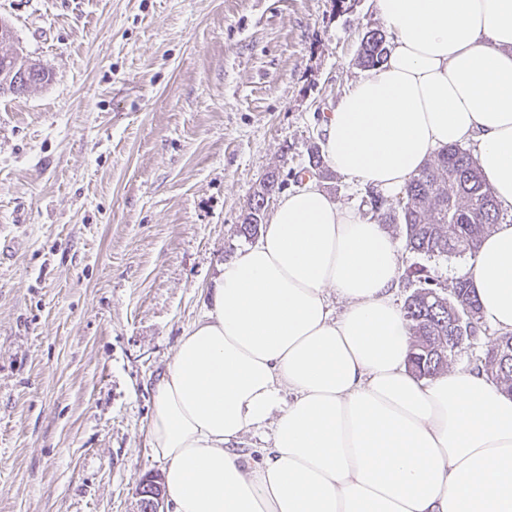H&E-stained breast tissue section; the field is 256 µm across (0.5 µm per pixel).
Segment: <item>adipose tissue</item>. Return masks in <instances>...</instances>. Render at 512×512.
Masks as SVG:
<instances>
[{
  "mask_svg": "<svg viewBox=\"0 0 512 512\" xmlns=\"http://www.w3.org/2000/svg\"><path fill=\"white\" fill-rule=\"evenodd\" d=\"M376 5L387 58L327 116L322 156L399 195L467 145L503 219L458 273L512 332V0ZM398 273L382 224L316 179L278 201L155 385L167 512H512V396L475 366L411 373ZM264 427L255 463L234 444Z\"/></svg>",
  "mask_w": 512,
  "mask_h": 512,
  "instance_id": "adipose-tissue-1",
  "label": "adipose tissue"
}]
</instances>
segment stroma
Returning a JSON list of instances; mask_svg holds the SVG:
<instances>
[{
  "instance_id": "stroma-1",
  "label": "stroma",
  "mask_w": 512,
  "mask_h": 512,
  "mask_svg": "<svg viewBox=\"0 0 512 512\" xmlns=\"http://www.w3.org/2000/svg\"><path fill=\"white\" fill-rule=\"evenodd\" d=\"M0 512H140L154 387L262 178L297 187L376 0H0Z\"/></svg>"
}]
</instances>
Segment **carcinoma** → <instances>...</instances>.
Instances as JSON below:
<instances>
[{"label": "carcinoma", "instance_id": "obj_1", "mask_svg": "<svg viewBox=\"0 0 512 512\" xmlns=\"http://www.w3.org/2000/svg\"><path fill=\"white\" fill-rule=\"evenodd\" d=\"M386 47L384 31L366 32L356 64L379 66ZM48 81L49 73L39 67L37 78L24 87L0 84V95H21ZM264 211V196L257 192L237 225V234L246 239L256 237ZM376 218L381 224L399 225L411 251L430 259H449L475 256L501 215L471 151L455 144L440 149L412 177L397 206L383 203ZM405 275L414 287L404 305L412 330L408 366L415 375L431 378L449 367L463 345L481 340L484 316L467 279L455 277L444 288L423 266L411 267ZM480 365L493 381L512 392V333L484 343Z\"/></svg>", "mask_w": 512, "mask_h": 512}]
</instances>
